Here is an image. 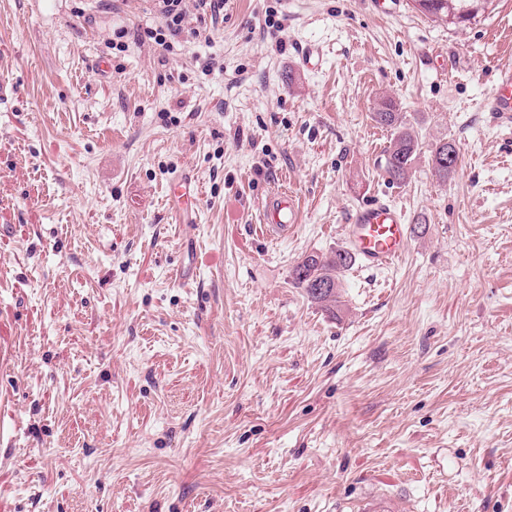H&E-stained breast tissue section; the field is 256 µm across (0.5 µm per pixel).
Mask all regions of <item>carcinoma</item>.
<instances>
[{
	"label": "carcinoma",
	"instance_id": "cac0c4a2",
	"mask_svg": "<svg viewBox=\"0 0 512 512\" xmlns=\"http://www.w3.org/2000/svg\"><path fill=\"white\" fill-rule=\"evenodd\" d=\"M413 8L433 20L457 26L466 24L479 15L484 0H414ZM372 120L392 131V138L385 153L384 169L390 182L402 184L409 177L413 165L421 153V142L407 127L403 114L394 102H384L375 109ZM452 143L438 142L431 150L430 160L434 176L441 182L448 181L456 169L443 161L448 159ZM352 265V256L343 249L329 255H307L292 270V280L305 289L308 296L327 310L336 307L337 290L342 273Z\"/></svg>",
	"mask_w": 512,
	"mask_h": 512
}]
</instances>
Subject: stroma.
<instances>
[{"instance_id":"stroma-1","label":"stroma","mask_w":512,"mask_h":512,"mask_svg":"<svg viewBox=\"0 0 512 512\" xmlns=\"http://www.w3.org/2000/svg\"><path fill=\"white\" fill-rule=\"evenodd\" d=\"M158 22L152 0H0V512H512V127L482 106L512 0L460 28L410 0H224L166 53L132 37ZM384 96L422 143L400 185ZM283 188L299 222L272 240ZM372 199L409 247L325 311L291 270ZM450 147H454L456 152L457 164L454 168L449 167L454 166V163H452L454 155H448V148ZM430 160L434 176L441 182H447L448 178H450L456 172L459 161V154L454 144H452L451 142H438L435 144V147L431 150ZM443 160H446V162L448 160V165L442 164ZM171 193L179 202L181 208L176 210V220L180 224H194L197 222V210L189 209L194 203V195L198 192L192 186L188 177H181L171 188ZM262 221L270 238L288 233V229L298 222L293 197L288 192L273 193L262 206Z\"/></svg>"}]
</instances>
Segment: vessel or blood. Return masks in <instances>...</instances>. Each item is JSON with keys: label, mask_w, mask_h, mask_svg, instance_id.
Listing matches in <instances>:
<instances>
[{"label": "vessel or blood", "mask_w": 512, "mask_h": 512, "mask_svg": "<svg viewBox=\"0 0 512 512\" xmlns=\"http://www.w3.org/2000/svg\"><path fill=\"white\" fill-rule=\"evenodd\" d=\"M484 108L495 113L501 122L512 124V67L498 69ZM171 192L180 204L177 222L196 223L197 213L192 208L196 190L190 179L177 180ZM262 220L268 237L286 234L298 221L293 197L285 192L272 194L262 206ZM343 234L348 251L365 270L394 265L409 245V226L403 209L380 199L358 205L344 224Z\"/></svg>", "instance_id": "obj_1"}]
</instances>
